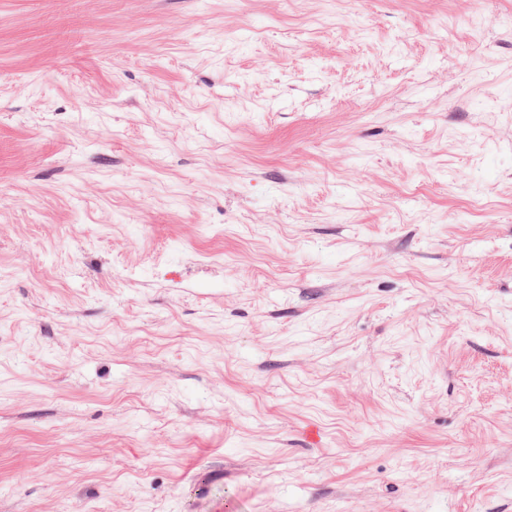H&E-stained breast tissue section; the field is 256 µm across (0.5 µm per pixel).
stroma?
Masks as SVG:
<instances>
[{"instance_id": "1", "label": "stroma", "mask_w": 512, "mask_h": 512, "mask_svg": "<svg viewBox=\"0 0 512 512\" xmlns=\"http://www.w3.org/2000/svg\"><path fill=\"white\" fill-rule=\"evenodd\" d=\"M0 512H512V0H0Z\"/></svg>"}]
</instances>
